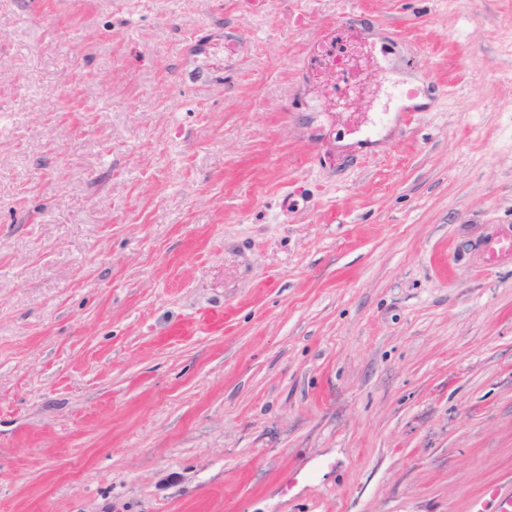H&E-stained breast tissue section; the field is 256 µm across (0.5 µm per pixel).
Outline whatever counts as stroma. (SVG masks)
<instances>
[{
  "label": "stroma",
  "mask_w": 512,
  "mask_h": 512,
  "mask_svg": "<svg viewBox=\"0 0 512 512\" xmlns=\"http://www.w3.org/2000/svg\"><path fill=\"white\" fill-rule=\"evenodd\" d=\"M504 232L512 0H0V512H468ZM488 265H496L502 259H512V234L489 241L485 247Z\"/></svg>",
  "instance_id": "1"
}]
</instances>
